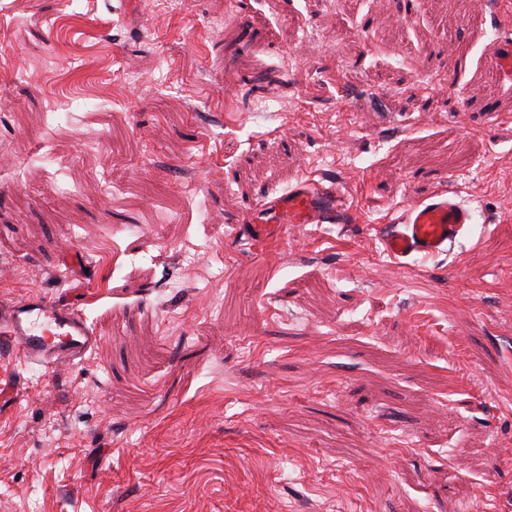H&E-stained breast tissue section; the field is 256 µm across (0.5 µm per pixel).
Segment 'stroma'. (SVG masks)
Here are the masks:
<instances>
[{"instance_id": "obj_1", "label": "stroma", "mask_w": 512, "mask_h": 512, "mask_svg": "<svg viewBox=\"0 0 512 512\" xmlns=\"http://www.w3.org/2000/svg\"><path fill=\"white\" fill-rule=\"evenodd\" d=\"M500 15L7 0L0 299H75L98 341L53 374L0 354V512H512ZM442 178L474 224L395 265L381 225ZM303 182L345 223L246 240Z\"/></svg>"}]
</instances>
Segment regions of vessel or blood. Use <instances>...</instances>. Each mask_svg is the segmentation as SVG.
I'll return each mask as SVG.
<instances>
[{
    "label": "vessel or blood",
    "mask_w": 512,
    "mask_h": 512,
    "mask_svg": "<svg viewBox=\"0 0 512 512\" xmlns=\"http://www.w3.org/2000/svg\"><path fill=\"white\" fill-rule=\"evenodd\" d=\"M493 68L503 82L512 84V41L499 42ZM344 219L340 194L320 183L260 199L245 214L246 223L260 236L280 233L289 224H339ZM472 221L471 210L442 180L426 198L411 203L400 222L382 225L379 238L385 252L404 265L417 257L447 253ZM95 343L86 316L73 302L27 293L0 303V352L19 355L45 372L74 364Z\"/></svg>",
    "instance_id": "1"
}]
</instances>
